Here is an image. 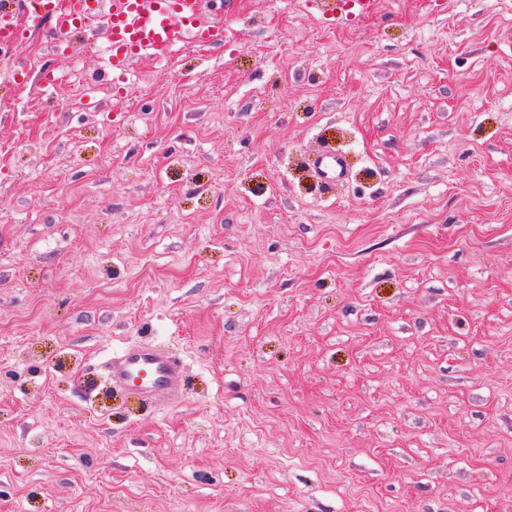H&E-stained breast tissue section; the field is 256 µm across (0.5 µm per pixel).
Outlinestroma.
Returning a JSON list of instances; mask_svg holds the SVG:
<instances>
[{
	"mask_svg": "<svg viewBox=\"0 0 512 512\" xmlns=\"http://www.w3.org/2000/svg\"><path fill=\"white\" fill-rule=\"evenodd\" d=\"M106 55L0 56V512H512V0ZM314 165L321 176L330 180L341 179L345 175L343 157L332 151H325L318 155ZM107 370L112 385L133 386L151 401L175 399L186 384L180 361L149 344L128 347L108 362Z\"/></svg>",
	"mask_w": 512,
	"mask_h": 512,
	"instance_id": "1",
	"label": "stroma"
}]
</instances>
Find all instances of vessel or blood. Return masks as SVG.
Wrapping results in <instances>:
<instances>
[{
	"mask_svg": "<svg viewBox=\"0 0 512 512\" xmlns=\"http://www.w3.org/2000/svg\"><path fill=\"white\" fill-rule=\"evenodd\" d=\"M321 17L350 26L372 16L378 0H311ZM204 0H0V50H10L30 35L52 28L66 33L95 28L105 21L108 62L114 83L127 79L137 58L166 56L188 43H217L224 39V23L203 21ZM324 178L345 174L341 155L326 151L314 162ZM116 386L135 387L151 401L177 398L186 381L180 361L161 349L142 344L128 347L107 365Z\"/></svg>",
	"mask_w": 512,
	"mask_h": 512,
	"instance_id": "obj_1",
	"label": "vessel or blood"
}]
</instances>
